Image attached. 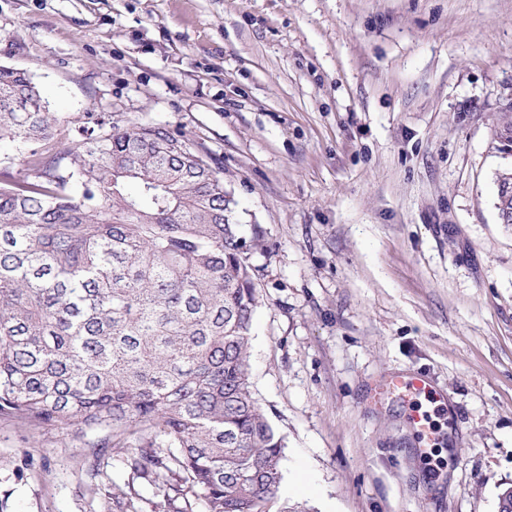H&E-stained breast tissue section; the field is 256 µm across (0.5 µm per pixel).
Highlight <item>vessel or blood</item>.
<instances>
[{"label": "vessel or blood", "mask_w": 512, "mask_h": 512, "mask_svg": "<svg viewBox=\"0 0 512 512\" xmlns=\"http://www.w3.org/2000/svg\"><path fill=\"white\" fill-rule=\"evenodd\" d=\"M401 396L409 407L408 421L418 439L424 440L432 435L434 417L445 415V406L433 405L435 393L426 375L390 374L376 382L369 397L373 404H382L388 395Z\"/></svg>", "instance_id": "1"}]
</instances>
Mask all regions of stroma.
Returning a JSON list of instances; mask_svg holds the SVG:
<instances>
[{
    "instance_id": "1",
    "label": "stroma",
    "mask_w": 512,
    "mask_h": 512,
    "mask_svg": "<svg viewBox=\"0 0 512 512\" xmlns=\"http://www.w3.org/2000/svg\"><path fill=\"white\" fill-rule=\"evenodd\" d=\"M50 111L186 133L224 168L259 297L253 394L306 512H498L512 484V0H0ZM455 416L420 449L389 372ZM0 418V512H103L123 455ZM512 187V172L504 171L498 177V212L501 215L502 222L512 224V195L506 196L503 187L507 185Z\"/></svg>"
}]
</instances>
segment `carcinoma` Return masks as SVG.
Masks as SVG:
<instances>
[{"mask_svg": "<svg viewBox=\"0 0 512 512\" xmlns=\"http://www.w3.org/2000/svg\"><path fill=\"white\" fill-rule=\"evenodd\" d=\"M36 96L30 71L0 65V143L37 145L0 186V417L123 449L112 512H143L137 481L173 512L188 494L208 512H299L250 381L260 236L241 235L217 163L163 126L62 117ZM71 126L81 139L62 140ZM495 135L512 148V118Z\"/></svg>", "mask_w": 512, "mask_h": 512, "instance_id": "cac0c4a2", "label": "carcinoma"}]
</instances>
